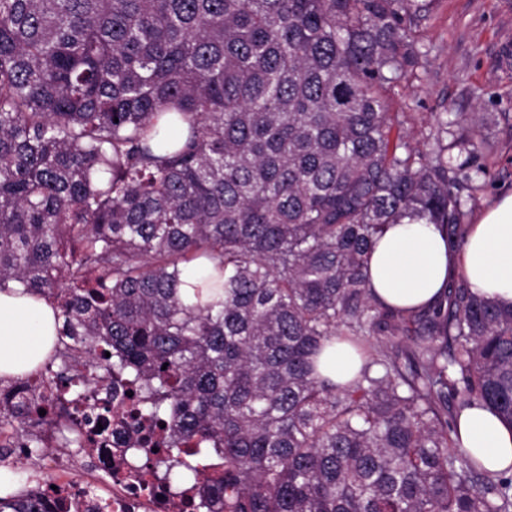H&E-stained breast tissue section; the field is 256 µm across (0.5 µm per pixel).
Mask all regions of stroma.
<instances>
[{
	"mask_svg": "<svg viewBox=\"0 0 512 512\" xmlns=\"http://www.w3.org/2000/svg\"><path fill=\"white\" fill-rule=\"evenodd\" d=\"M414 46L417 64L385 93L401 133L423 139L446 112L500 117L481 157L488 174L466 201L478 214L512 192V0H432Z\"/></svg>",
	"mask_w": 512,
	"mask_h": 512,
	"instance_id": "obj_1",
	"label": "stroma"
}]
</instances>
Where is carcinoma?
<instances>
[{"label":"carcinoma","mask_w":512,"mask_h":512,"mask_svg":"<svg viewBox=\"0 0 512 512\" xmlns=\"http://www.w3.org/2000/svg\"><path fill=\"white\" fill-rule=\"evenodd\" d=\"M416 0H0V289L61 321L49 385L92 434L120 380L158 461L210 512H512V474L456 441L512 427V306L448 283L419 311L370 293L368 256L416 216L465 242L485 131L393 135ZM208 263L210 301L180 285ZM363 359L322 376L328 342ZM45 410L40 415L39 410ZM69 398L0 384L23 459L86 447ZM0 512H47L42 493ZM460 445L491 472L512 465V428L487 408L465 410L458 422Z\"/></svg>","instance_id":"obj_1"}]
</instances>
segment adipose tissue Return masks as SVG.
<instances>
[{
    "label": "adipose tissue",
    "mask_w": 512,
    "mask_h": 512,
    "mask_svg": "<svg viewBox=\"0 0 512 512\" xmlns=\"http://www.w3.org/2000/svg\"><path fill=\"white\" fill-rule=\"evenodd\" d=\"M471 291L512 304V193L484 208L456 248L435 225L406 217L378 239L369 258L370 287L396 308L435 303L453 276ZM56 314L43 297L17 284L0 291V378L34 371L49 356ZM460 445L492 472L512 466V427L486 408L465 410L458 422Z\"/></svg>",
    "instance_id": "adipose-tissue-1"
}]
</instances>
